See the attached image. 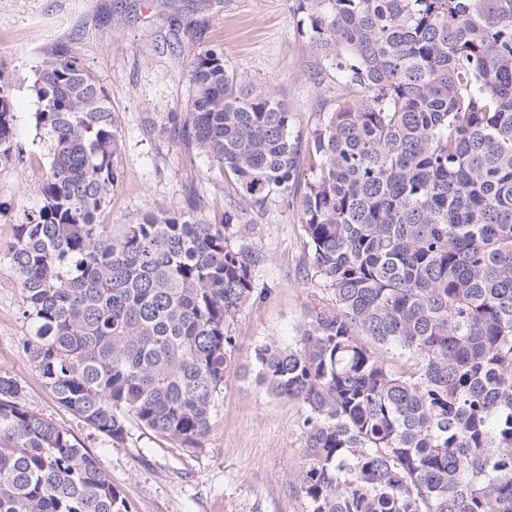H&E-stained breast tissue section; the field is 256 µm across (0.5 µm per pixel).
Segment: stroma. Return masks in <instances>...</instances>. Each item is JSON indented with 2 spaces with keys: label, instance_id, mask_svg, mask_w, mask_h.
<instances>
[{
  "label": "stroma",
  "instance_id": "stroma-1",
  "mask_svg": "<svg viewBox=\"0 0 512 512\" xmlns=\"http://www.w3.org/2000/svg\"><path fill=\"white\" fill-rule=\"evenodd\" d=\"M291 0H0V72L11 80L14 140L24 163L0 162V244L24 209L38 202L48 141L35 126L34 72L58 49L78 57L108 93L123 129V177L98 221L126 224L162 205L180 211L188 187L209 203L211 219L234 204L227 176L161 130L189 98V50H221L229 73L268 86L307 135L351 91L333 69L310 79L314 57L299 33ZM232 241L249 247L255 297L229 329L239 361L268 341H294L306 307L332 291L305 270L307 236L295 210L244 212ZM13 269L0 263V374L21 385L25 404L71 433L132 506V512H306L300 476L307 465L305 410L268 397L230 374L197 446L128 423L125 443H109L60 406L23 353L32 332Z\"/></svg>",
  "mask_w": 512,
  "mask_h": 512
}]
</instances>
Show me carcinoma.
<instances>
[{"label":"carcinoma","mask_w":512,"mask_h":512,"mask_svg":"<svg viewBox=\"0 0 512 512\" xmlns=\"http://www.w3.org/2000/svg\"><path fill=\"white\" fill-rule=\"evenodd\" d=\"M312 54L359 94L306 136L267 86L190 49L174 139L232 177L239 209L100 224L121 178L104 88L62 49L33 80L49 142L40 202L0 261L57 403L113 443L133 419L193 444L236 369L304 405L307 512H512V0H292ZM0 73V161L14 144ZM296 207L334 303L295 342L239 364L229 325L254 295L238 210ZM411 360L397 373L375 349ZM0 512H130L97 461L0 375Z\"/></svg>","instance_id":"carcinoma-1"}]
</instances>
